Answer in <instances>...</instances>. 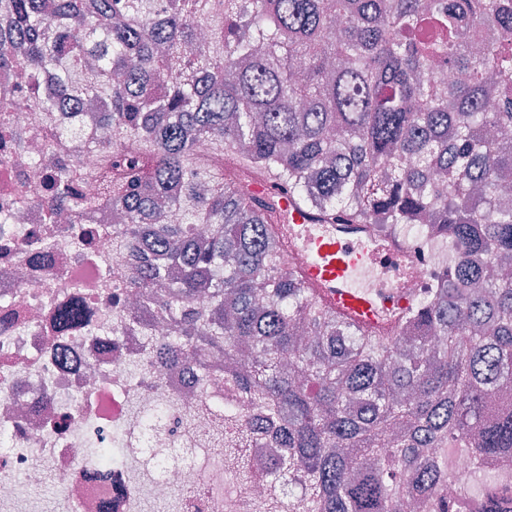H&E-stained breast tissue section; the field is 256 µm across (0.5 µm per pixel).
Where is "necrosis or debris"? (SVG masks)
Segmentation results:
<instances>
[{"label": "necrosis or debris", "mask_w": 512, "mask_h": 512, "mask_svg": "<svg viewBox=\"0 0 512 512\" xmlns=\"http://www.w3.org/2000/svg\"><path fill=\"white\" fill-rule=\"evenodd\" d=\"M106 105L45 112L24 89L10 118L39 153L42 130L61 128L71 191L93 198L122 141L98 121ZM87 125L95 143L82 139ZM47 176L0 144V512H29L21 488L41 482L39 458L54 466L58 512H144L148 496L171 512H255L267 488L225 473L214 443L225 408H255L188 364L161 362L168 326L130 318L142 304L126 288L135 259L114 247L111 210L94 206L93 239L63 231L66 216L48 218ZM75 304L84 322L61 328L58 312ZM93 447L116 449L111 470L88 457Z\"/></svg>", "instance_id": "necrosis-or-debris-1"}]
</instances>
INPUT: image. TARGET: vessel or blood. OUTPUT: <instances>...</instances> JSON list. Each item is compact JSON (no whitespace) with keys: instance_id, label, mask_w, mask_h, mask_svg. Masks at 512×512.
<instances>
[{"instance_id":"vessel-or-blood-1","label":"vessel or blood","mask_w":512,"mask_h":512,"mask_svg":"<svg viewBox=\"0 0 512 512\" xmlns=\"http://www.w3.org/2000/svg\"><path fill=\"white\" fill-rule=\"evenodd\" d=\"M256 194L275 199L284 218L277 237L306 288L347 322L380 337L393 335L416 305L408 281L421 257L408 243L381 240L371 225L348 224L300 206L280 184Z\"/></svg>"}]
</instances>
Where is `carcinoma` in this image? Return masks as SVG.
I'll return each mask as SVG.
<instances>
[{
	"label": "carcinoma",
	"mask_w": 512,
	"mask_h": 512,
	"mask_svg": "<svg viewBox=\"0 0 512 512\" xmlns=\"http://www.w3.org/2000/svg\"><path fill=\"white\" fill-rule=\"evenodd\" d=\"M5 2L0 71L34 91L51 74L46 107L111 101L107 122L133 141L98 197L123 216L117 250L157 254L128 287L174 275L152 303L177 325L162 359L224 357V390L281 424L256 470L253 437L224 419L235 478L281 493L283 512H512V483L486 480L512 471V278L490 275L512 259V0H58L50 16ZM199 138L234 169L197 166ZM52 167L76 232L84 204ZM261 178L325 215L419 225L451 260L393 336H374L288 267L278 205L249 185ZM161 197L177 223H161ZM202 288L211 306L195 311ZM454 456L482 485L476 505L466 487L443 493Z\"/></svg>",
	"instance_id": "carcinoma-1"
}]
</instances>
